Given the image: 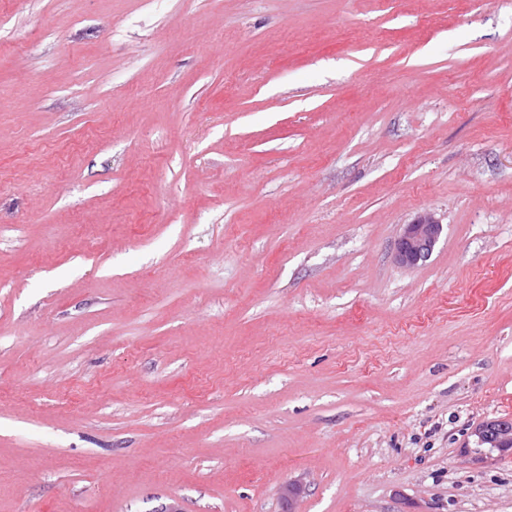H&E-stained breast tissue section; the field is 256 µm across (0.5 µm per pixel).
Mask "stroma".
Here are the masks:
<instances>
[{
    "instance_id": "35a3bbf8",
    "label": "stroma",
    "mask_w": 512,
    "mask_h": 512,
    "mask_svg": "<svg viewBox=\"0 0 512 512\" xmlns=\"http://www.w3.org/2000/svg\"><path fill=\"white\" fill-rule=\"evenodd\" d=\"M490 419L512 0H0V512H512ZM442 224L431 214L406 224L395 248L396 261L404 266H415L428 259L438 243Z\"/></svg>"
}]
</instances>
